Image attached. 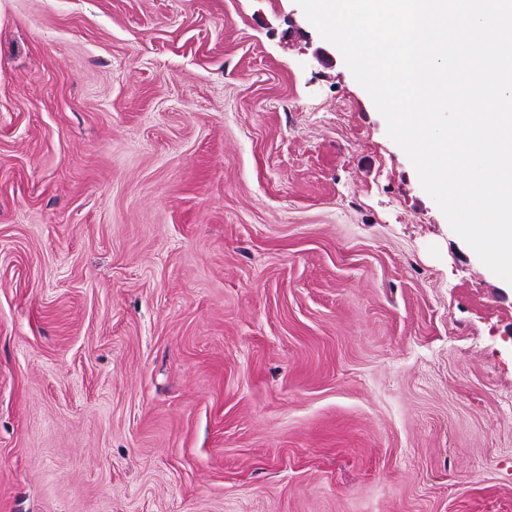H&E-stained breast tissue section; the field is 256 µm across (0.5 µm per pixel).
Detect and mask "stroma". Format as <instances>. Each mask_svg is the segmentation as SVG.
<instances>
[{
    "instance_id": "stroma-1",
    "label": "stroma",
    "mask_w": 512,
    "mask_h": 512,
    "mask_svg": "<svg viewBox=\"0 0 512 512\" xmlns=\"http://www.w3.org/2000/svg\"><path fill=\"white\" fill-rule=\"evenodd\" d=\"M0 512H512V285L296 0H0Z\"/></svg>"
}]
</instances>
